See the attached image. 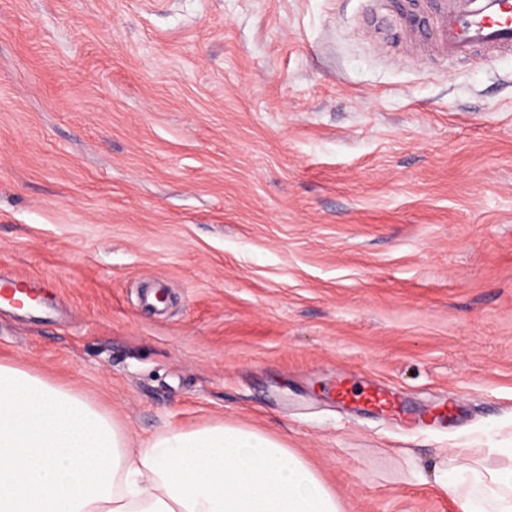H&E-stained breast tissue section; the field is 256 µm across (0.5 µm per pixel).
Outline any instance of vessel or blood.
<instances>
[{
  "mask_svg": "<svg viewBox=\"0 0 512 512\" xmlns=\"http://www.w3.org/2000/svg\"><path fill=\"white\" fill-rule=\"evenodd\" d=\"M370 18L375 33L387 35L399 28L413 43L431 47L447 59L475 53L489 58L512 55V0H386L384 10L371 11ZM36 300V289L0 280V305L27 308ZM333 392L344 407L391 417L405 426H442L458 416L452 397L428 413H405L400 392L374 380L345 377Z\"/></svg>",
  "mask_w": 512,
  "mask_h": 512,
  "instance_id": "1",
  "label": "vessel or blood"
}]
</instances>
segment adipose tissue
<instances>
[{
    "label": "adipose tissue",
    "mask_w": 512,
    "mask_h": 512,
    "mask_svg": "<svg viewBox=\"0 0 512 512\" xmlns=\"http://www.w3.org/2000/svg\"><path fill=\"white\" fill-rule=\"evenodd\" d=\"M458 512H512V448H452ZM0 512H344L294 449L221 421L132 442L85 394L0 363Z\"/></svg>",
    "instance_id": "obj_1"
}]
</instances>
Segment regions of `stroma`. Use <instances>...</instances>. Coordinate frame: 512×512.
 <instances>
[{"mask_svg": "<svg viewBox=\"0 0 512 512\" xmlns=\"http://www.w3.org/2000/svg\"><path fill=\"white\" fill-rule=\"evenodd\" d=\"M366 0H0V362L136 439L280 438L346 512H456L512 441V56L379 45ZM352 372L454 429L337 406ZM37 294V289L28 288L16 280H0V305L12 304L27 308L36 302ZM457 479L439 475L437 485L458 512H512V464L497 466L493 458L512 461V448H451Z\"/></svg>", "mask_w": 512, "mask_h": 512, "instance_id": "35a3bbf8", "label": "stroma"}]
</instances>
